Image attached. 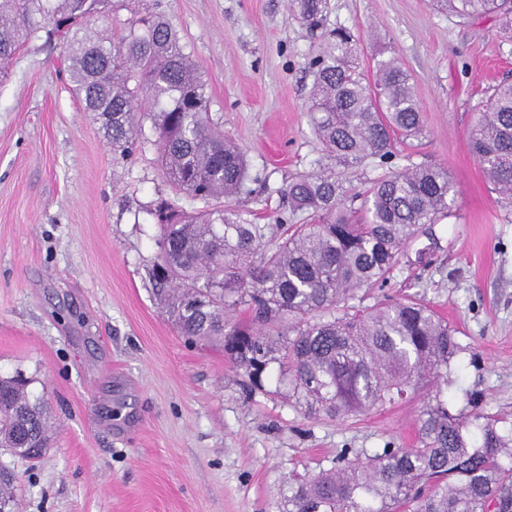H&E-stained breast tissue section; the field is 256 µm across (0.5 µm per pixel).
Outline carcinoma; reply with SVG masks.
<instances>
[{
    "instance_id": "cac0c4a2",
    "label": "carcinoma",
    "mask_w": 512,
    "mask_h": 512,
    "mask_svg": "<svg viewBox=\"0 0 512 512\" xmlns=\"http://www.w3.org/2000/svg\"><path fill=\"white\" fill-rule=\"evenodd\" d=\"M432 3L464 19L495 15L512 38V0ZM293 6L309 27H323L325 0ZM127 7L0 0V76L23 44L56 37L84 110L101 121L112 148L156 146L173 199L149 209L159 230L152 278L179 335L223 347L254 390L278 367L285 399L313 414L344 419L425 394L414 446L387 443L352 460L344 453L331 468L288 482V512H404L415 502V512H512V423L475 407L448 411L440 383L462 351L448 322L420 298L367 305L362 294L386 287L407 244L453 215L455 202L447 167L389 166L394 137L424 130L397 58L378 59L369 81L355 63L354 33L326 32L310 62L308 109L322 157L318 169L288 182L289 217L272 229L228 205L250 179L246 156L211 121L207 85L169 22L135 13L115 27L88 26ZM468 142L495 191L511 199V79L479 106ZM353 168L383 172L354 192ZM49 441L44 404L24 380L0 378V447L34 459ZM12 482L1 467L0 505L18 512Z\"/></svg>"
}]
</instances>
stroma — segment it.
Returning <instances> with one entry per match:
<instances>
[{"label": "stroma", "mask_w": 512, "mask_h": 512, "mask_svg": "<svg viewBox=\"0 0 512 512\" xmlns=\"http://www.w3.org/2000/svg\"><path fill=\"white\" fill-rule=\"evenodd\" d=\"M161 13L208 86V109L246 153L254 192L231 205L257 224L285 214L282 192L320 145L308 117L309 62L321 40L292 0H131ZM327 28L358 37L411 74L425 123L392 164L447 167L456 216L419 237L386 295L424 297L464 347L453 409L512 420V201L468 146L476 108L512 77V39L490 15L462 19L430 0H327ZM154 146L115 156L73 91L62 42L40 38L0 82V376L23 375L47 406L52 438L36 463L0 448L20 512H284L296 474L344 449L417 438L422 402L344 420L290 406L223 348L179 336L150 276L167 195Z\"/></svg>", "instance_id": "stroma-1"}]
</instances>
